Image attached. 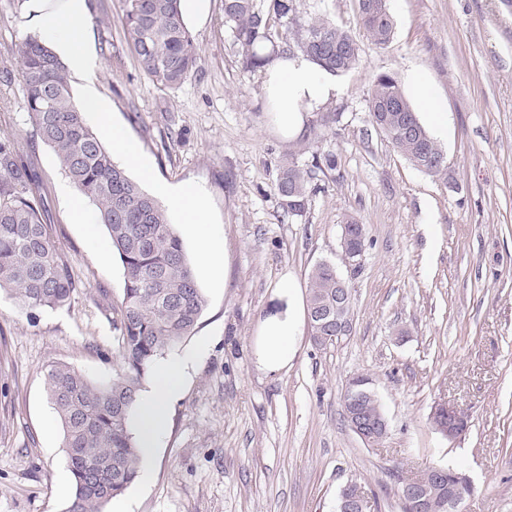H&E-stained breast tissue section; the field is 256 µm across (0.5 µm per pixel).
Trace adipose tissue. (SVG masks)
<instances>
[{"label":"adipose tissue","instance_id":"1","mask_svg":"<svg viewBox=\"0 0 512 512\" xmlns=\"http://www.w3.org/2000/svg\"><path fill=\"white\" fill-rule=\"evenodd\" d=\"M32 19L29 36L39 39L79 79L82 109L97 135L112 144V155L135 171L144 182L152 183L155 193L177 213L186 234L196 242L202 274L213 281L224 276L222 257L214 238L204 234L209 224V204L203 189L194 185L170 188L153 183L149 159L123 128L112 118L109 102L100 94L94 74L98 67L92 37L87 30V0H30ZM266 97L276 114L281 133L288 138L301 134L305 115L335 97V80L303 54L272 57L265 65ZM300 334V320L291 309L270 313L260 324L255 341V362L264 372L277 374L287 368ZM206 350L194 349L160 357L151 367L131 410V428L144 464L135 486L150 479L148 466L162 437L171 407L180 399L190 372Z\"/></svg>","mask_w":512,"mask_h":512}]
</instances>
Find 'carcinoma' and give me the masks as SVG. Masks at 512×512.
<instances>
[{"mask_svg": "<svg viewBox=\"0 0 512 512\" xmlns=\"http://www.w3.org/2000/svg\"><path fill=\"white\" fill-rule=\"evenodd\" d=\"M360 24L371 42L388 46L395 22L389 0H357ZM125 31L140 69L158 86L177 88L196 66L197 47L184 26L179 0H121ZM224 21L246 66L270 60L267 50L280 40L330 75L360 62L357 41L336 21L301 17L299 0H224ZM28 120L36 137L49 146L65 176L95 207L98 223L122 265L120 367L107 382L95 383L79 369L52 362L44 385L63 431L72 495L65 512H104L112 498L136 479L141 454L129 428L130 408L153 362L194 331L206 304L180 235L161 202L112 158L74 102L65 64L28 36L18 47ZM369 111L379 131L411 165L448 179L442 149L420 122L398 80L387 73L373 78ZM337 169L326 154L313 167L294 161L279 170L276 189L287 214L308 205L316 171ZM35 173L15 142L0 138V292L34 321L39 313L68 304L76 284L51 235L47 206L32 189ZM336 266L317 264L310 273L307 311L336 309ZM368 415L384 411L375 394L357 393ZM431 509H442L436 475L423 480Z\"/></svg>", "mask_w": 512, "mask_h": 512, "instance_id": "carcinoma-1", "label": "carcinoma"}]
</instances>
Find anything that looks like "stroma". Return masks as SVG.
Instances as JSON below:
<instances>
[{
    "instance_id": "1",
    "label": "stroma",
    "mask_w": 512,
    "mask_h": 512,
    "mask_svg": "<svg viewBox=\"0 0 512 512\" xmlns=\"http://www.w3.org/2000/svg\"><path fill=\"white\" fill-rule=\"evenodd\" d=\"M99 66L95 82L150 159L156 181L193 183L208 198L207 232L224 279L198 283L206 309L179 350L206 341L169 416L151 477L128 512H336L345 484H361L371 512H401L399 479L431 467L468 477L463 512H512V7L504 0H390L393 42L375 46L356 0H300L355 37L360 63L341 92L306 113L288 139L267 105L260 70L245 68L224 23V0L191 28L197 64L176 89L138 67L119 0H88ZM29 0H0V137L22 148L33 189L51 214L53 239L80 287L37 322L0 297V512H65L71 493L63 432L43 371L64 362L90 380L119 365L113 322L122 265L105 230L89 238L72 220L69 180L54 152L33 141L16 49ZM419 72L445 112L429 132L448 158L447 180L419 171L371 124L373 78L406 83ZM335 154L304 213L285 214L279 168ZM367 231L358 266L345 263L341 225ZM334 263L352 292L353 331L320 347L301 332L288 370L255 363L259 322L283 309L288 279L306 319L308 278ZM368 376L389 420L365 445L343 417L346 380ZM446 403L468 418L450 439L430 420Z\"/></svg>"
}]
</instances>
